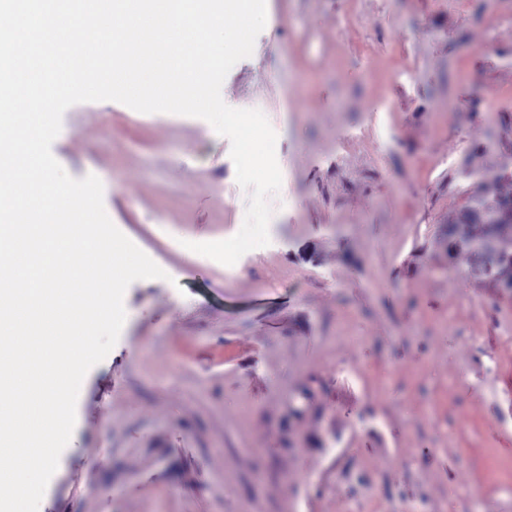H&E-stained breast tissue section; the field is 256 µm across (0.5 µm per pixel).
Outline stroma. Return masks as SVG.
I'll list each match as a JSON object with an SVG mask.
<instances>
[{
	"instance_id": "stroma-1",
	"label": "stroma",
	"mask_w": 512,
	"mask_h": 512,
	"mask_svg": "<svg viewBox=\"0 0 512 512\" xmlns=\"http://www.w3.org/2000/svg\"><path fill=\"white\" fill-rule=\"evenodd\" d=\"M221 94L263 112L270 243L206 121L100 101L51 151L166 276L133 282L39 512H512V289L448 226L512 195V0H266ZM494 50H484V42Z\"/></svg>"
}]
</instances>
